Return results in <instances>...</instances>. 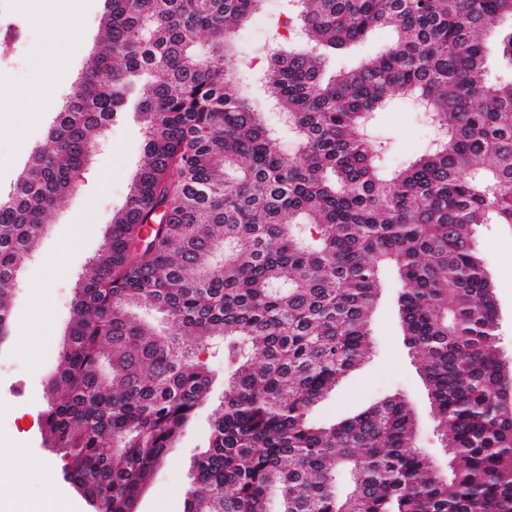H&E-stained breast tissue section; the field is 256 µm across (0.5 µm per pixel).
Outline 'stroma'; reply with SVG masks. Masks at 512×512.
<instances>
[{"label":"stroma","instance_id":"1","mask_svg":"<svg viewBox=\"0 0 512 512\" xmlns=\"http://www.w3.org/2000/svg\"><path fill=\"white\" fill-rule=\"evenodd\" d=\"M26 0L0 5V22H18L20 37L9 48L0 47V93L12 94L7 111L0 112V195H8L26 153L17 151L15 136L24 134L29 146L41 143L54 112L35 113L36 103L26 89L53 77L56 100H64L77 83L89 54L99 45L104 0H85L77 27L54 34L33 22ZM278 0H266L262 11L238 29L236 40L244 57L262 55L265 36L276 21ZM393 33L373 30L364 40L322 57L325 76L359 67L387 49ZM370 135L388 141L389 165L416 158L430 131L415 112L410 97L395 90L389 104L375 113ZM145 135L131 119L108 126L87 162L72 193L46 218V232L38 255L23 269L14 297L11 338L0 344V430L11 447L27 449L36 459L52 463L51 481L29 483L15 495L12 479H0V512H19L21 500L53 499L58 512H88L84 500L63 481V461L44 443L40 413L47 402L46 381L56 368L67 335L74 285L87 260L104 241L112 213L126 201L143 158ZM477 246L491 279L499 308L500 345L512 367V225L485 224L478 228ZM383 288L373 310L371 354L346 375L311 411L315 422L332 424L351 417L381 400L399 397L408 402L416 419L414 446L438 462L446 454L440 445L436 421L420 375V363L408 349L398 313L403 284L395 269L381 271ZM205 358L212 370L209 403L186 426L144 488L137 512H184L185 492L191 483V465L204 451L212 406L224 398V353L213 345Z\"/></svg>","mask_w":512,"mask_h":512}]
</instances>
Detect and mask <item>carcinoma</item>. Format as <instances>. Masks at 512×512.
Here are the masks:
<instances>
[{
    "instance_id": "cac0c4a2",
    "label": "carcinoma",
    "mask_w": 512,
    "mask_h": 512,
    "mask_svg": "<svg viewBox=\"0 0 512 512\" xmlns=\"http://www.w3.org/2000/svg\"><path fill=\"white\" fill-rule=\"evenodd\" d=\"M287 2L280 39L305 49L271 54L262 87L292 117V155L237 86L249 66L233 35L264 0H107L100 47L0 197L1 342L18 272L96 137L130 114L145 129L126 203L76 283L44 442L93 512H136L207 400L202 353L219 337L231 374L185 512H269L274 494L280 512H512V374L474 237L512 224V78L490 80L483 40L512 63V0ZM376 27L396 35L387 50L324 77L323 52ZM396 89L433 137L389 173L367 129ZM385 263L446 472L412 448L403 400L309 417L369 354Z\"/></svg>"
}]
</instances>
